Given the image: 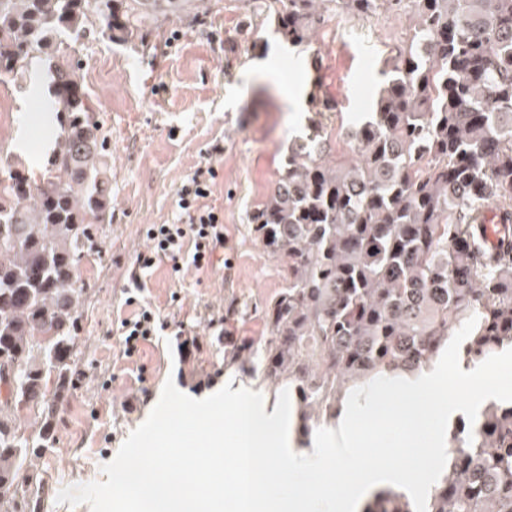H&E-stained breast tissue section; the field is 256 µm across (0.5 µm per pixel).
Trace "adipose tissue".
Segmentation results:
<instances>
[{
	"label": "adipose tissue",
	"instance_id": "1",
	"mask_svg": "<svg viewBox=\"0 0 512 512\" xmlns=\"http://www.w3.org/2000/svg\"><path fill=\"white\" fill-rule=\"evenodd\" d=\"M462 381L476 368L451 371L447 354L413 374H385L369 388L344 397L335 426L312 447L301 446L299 416L287 397L270 398L236 384L224 391L235 417L223 438L214 439L229 467L216 481L198 487V469L209 458L190 460L180 473L168 468L127 463L115 475L118 493L131 496L142 512H359L370 495L383 488L412 492L433 483L438 464L448 458V424L457 416L478 412L481 402H449V374ZM383 432L380 444L365 443L361 431ZM345 474L342 491L314 479L315 471ZM289 484L287 497L271 491Z\"/></svg>",
	"mask_w": 512,
	"mask_h": 512
}]
</instances>
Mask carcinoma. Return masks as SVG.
Listing matches in <instances>:
<instances>
[{
	"mask_svg": "<svg viewBox=\"0 0 512 512\" xmlns=\"http://www.w3.org/2000/svg\"><path fill=\"white\" fill-rule=\"evenodd\" d=\"M191 0H0V71L44 62L55 144L37 177L0 169V512H35L29 465L73 386L93 225L110 213L105 141L74 63L54 48L91 24L123 44ZM302 45L322 11L409 13L412 37L379 71L368 119L328 158L323 126L293 141L251 233L286 285L264 336L224 315V368L294 395L308 438L341 395L411 373L453 336L485 361L512 346V0H254ZM35 416L32 424L20 414ZM362 512H512V403L448 438V467L418 503L382 490Z\"/></svg>",
	"mask_w": 512,
	"mask_h": 512,
	"instance_id": "obj_1",
	"label": "carcinoma"
}]
</instances>
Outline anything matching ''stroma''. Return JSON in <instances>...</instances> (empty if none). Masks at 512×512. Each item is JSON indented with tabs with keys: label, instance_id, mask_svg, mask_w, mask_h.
Listing matches in <instances>:
<instances>
[{
	"label": "stroma",
	"instance_id": "stroma-1",
	"mask_svg": "<svg viewBox=\"0 0 512 512\" xmlns=\"http://www.w3.org/2000/svg\"><path fill=\"white\" fill-rule=\"evenodd\" d=\"M406 15L326 13L310 44L273 36L275 22L249 0H195L185 14L161 18L147 34L118 46L90 32L70 46L106 142L112 220L99 225L85 259L88 291L78 332L75 386L54 415L53 439L29 470L40 512H135L115 499L113 473L138 457L180 469L189 446L169 452L180 430L213 434L232 416L224 407V339L209 326L230 301L245 308L241 336L266 333L260 310L285 284V271L249 229L250 212L273 187L288 145L311 125L340 133L371 110L379 71L412 34ZM46 92L0 75V159L38 173L51 149L41 121ZM213 167L208 199L227 245L217 265L162 262L142 274L140 294L164 319L188 325L202 344L182 359L171 336L133 357L119 349L120 320L132 313L127 285L148 224H184L178 190Z\"/></svg>",
	"mask_w": 512,
	"mask_h": 512
}]
</instances>
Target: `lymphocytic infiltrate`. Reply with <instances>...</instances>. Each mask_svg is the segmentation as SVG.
<instances>
[{
    "label": "lymphocytic infiltrate",
    "instance_id": "f902f5d3",
    "mask_svg": "<svg viewBox=\"0 0 512 512\" xmlns=\"http://www.w3.org/2000/svg\"><path fill=\"white\" fill-rule=\"evenodd\" d=\"M209 194L206 172L198 170L178 191L179 206L188 213L187 223L152 224L147 228L152 246L136 259L131 276L133 294L127 299L128 304L138 305L139 310L133 317L122 319L119 327V346L125 356H134L146 342L167 331L180 338L184 353L198 349V341L190 335L184 322L162 319L150 305L138 304L135 294L143 287L142 272L157 262L168 261L176 273L181 271L185 259L198 268L212 265L217 251L224 247V227L213 209L205 204Z\"/></svg>",
    "mask_w": 512,
    "mask_h": 512
}]
</instances>
